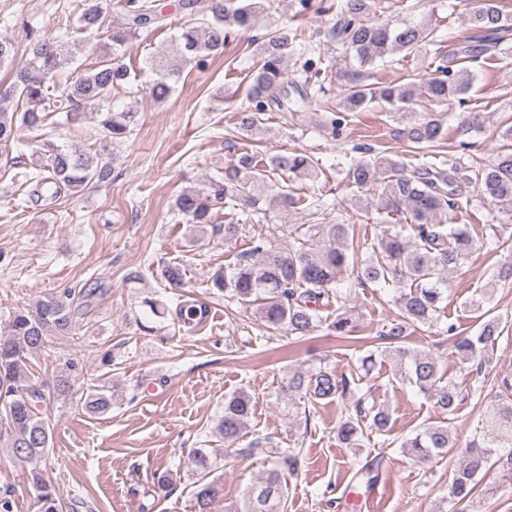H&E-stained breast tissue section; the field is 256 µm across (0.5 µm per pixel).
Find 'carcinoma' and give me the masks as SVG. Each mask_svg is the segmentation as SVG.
Returning a JSON list of instances; mask_svg holds the SVG:
<instances>
[{
  "instance_id": "1",
  "label": "carcinoma",
  "mask_w": 512,
  "mask_h": 512,
  "mask_svg": "<svg viewBox=\"0 0 512 512\" xmlns=\"http://www.w3.org/2000/svg\"><path fill=\"white\" fill-rule=\"evenodd\" d=\"M117 6L124 17L119 26L110 19L112 0H84L77 37L66 52L54 37L30 39L26 64L16 71L10 90L0 95V159L9 153L20 127L42 131L58 112L65 113L68 123H93L104 128L114 143L128 137L135 113L113 111L111 95L112 88L129 83L130 69L112 54L101 55L95 65L63 84L56 81L84 49L86 37L103 35L112 46L121 47L162 19L155 0H118ZM182 7L192 13L180 26L175 42L180 55L195 60L200 67L209 57L223 52L234 32L252 27L259 9L255 0L237 6L233 0H185ZM370 12V0H342L339 18L332 28L336 43L362 67L397 52L417 54L434 41V29L423 20L392 24L371 19ZM469 21L474 30L484 33L483 37L467 40L466 45L448 56L434 57L435 65L426 76L413 75L404 84H367L353 78L340 100L342 111L324 107L319 127L336 138L348 114L381 102L389 112L407 120L404 134L411 144L418 149L435 146L443 136L441 114L435 107L455 100L467 102L466 94L475 79L470 64L503 43V34L512 31V10L504 9V0H478ZM296 41L299 56L304 58V72L320 74L318 65L322 61L315 45L298 41V36L290 35L284 27L270 30L256 48L259 60L251 74L246 103L238 112V128L243 133L253 135L260 131L262 115L267 112L303 111L317 97L319 89L310 79L298 84L289 78L288 49ZM150 65L158 79L149 94L153 101L162 102L171 93L170 81L180 77L181 67L163 51L150 57ZM46 147L45 168L51 176L40 177L37 185H50L55 196L63 190L77 194L90 184L112 179V160L103 152L62 148L50 142ZM371 152L372 148L365 147V156L349 163L346 181L362 192L378 193L377 210L403 213L410 224L384 231L371 244L368 258L359 263L349 252L354 225L343 220L336 224H293L288 228V244L271 236L252 239L250 248L237 255L231 271L219 269L212 274L211 286L228 302L254 310L263 327L301 338L318 326L319 302L339 295L341 276L349 267L356 269L355 284L391 289L401 313V320L388 325L381 334L383 348L367 352L361 359V368L370 372L379 358L393 362L395 374L432 399L442 413L453 416L464 399L462 390L441 371L436 358L406 345L407 329L410 324L436 319L448 297L445 273L456 268L475 247L467 226L446 230L435 218L454 208L456 197L469 185L485 198L512 205V151L499 153L470 171L449 159L410 169L400 159L372 157ZM278 170L309 176L312 165L305 154L292 152L272 157L266 170L259 167L256 156L245 152L224 169V176L182 192L177 199L178 211L186 223L202 229L227 206L252 214L262 213L266 204L286 207L295 203L288 187L269 185L270 172ZM487 294L485 289L468 303L470 311L483 319L475 335L457 333L453 323L445 328L460 361L475 364L478 375L485 374L489 365L487 349L502 337L499 322L484 310ZM86 296L85 290L74 288L48 294L33 310L10 312L0 336V433L8 437L6 450L14 462L30 466L28 481L35 489L30 512L62 510L55 486L38 463L49 455L54 405L72 394L71 377L76 365L59 363L53 381H38L29 371V357L43 350L49 338L72 334ZM141 306L139 329L151 334L156 331V323L166 318L168 308L153 294L146 295ZM333 329L336 338L353 339L356 323L352 311L336 314ZM101 366L104 372L86 383L78 400L81 409L94 416L112 409L114 356L104 353ZM498 387L499 392L465 449L462 465L448 482V501L461 506V512H478L476 489L491 472L512 482V377L501 378ZM350 393V382L343 375L290 368L280 385L278 399L291 415L306 402L343 399ZM369 395L368 389L358 399L361 417H348L337 427V438L347 448L362 447L369 431L380 435L391 431L392 413L386 404L374 402L367 412L362 408ZM252 409L251 396L245 391L224 396V413L218 420L217 432L225 447L239 442ZM450 440L448 427L428 425L403 440L402 454L424 463L443 452ZM268 444L269 438L257 436L248 447L236 449V454L243 457L265 455V469L258 481L243 489L233 512H287V477L298 473L300 456L294 448L269 451ZM191 460L197 476L192 491L195 512H221L224 484L221 477L213 476L214 464L208 451L193 449Z\"/></svg>"
}]
</instances>
